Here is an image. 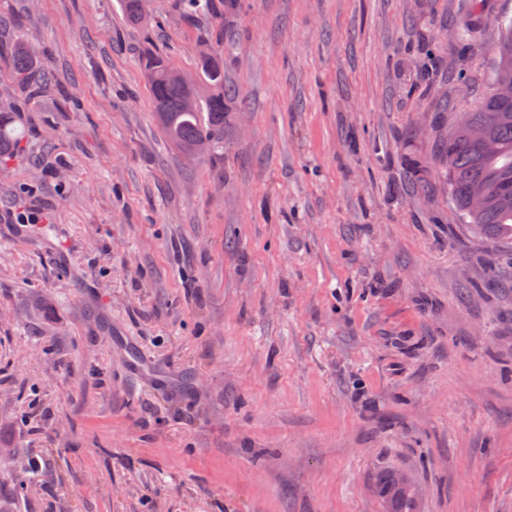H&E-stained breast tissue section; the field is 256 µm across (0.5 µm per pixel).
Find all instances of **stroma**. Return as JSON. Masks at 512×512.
Segmentation results:
<instances>
[{
  "instance_id": "35a3bbf8",
  "label": "stroma",
  "mask_w": 512,
  "mask_h": 512,
  "mask_svg": "<svg viewBox=\"0 0 512 512\" xmlns=\"http://www.w3.org/2000/svg\"><path fill=\"white\" fill-rule=\"evenodd\" d=\"M146 11L0 0L54 79L0 170V501L385 512L395 471L418 512H512V263L438 159L512 0H239L222 28ZM223 49L227 151L190 162L138 59L198 81Z\"/></svg>"
}]
</instances>
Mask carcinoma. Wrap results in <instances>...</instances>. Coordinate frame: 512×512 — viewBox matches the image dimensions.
I'll return each instance as SVG.
<instances>
[{"mask_svg": "<svg viewBox=\"0 0 512 512\" xmlns=\"http://www.w3.org/2000/svg\"><path fill=\"white\" fill-rule=\"evenodd\" d=\"M234 2L186 0L185 6L189 15L206 14L219 25ZM140 4L141 0H120L128 24L144 22ZM0 67L30 100L51 90V76L40 69L32 48L18 37L10 39L7 47L0 44ZM140 69L165 142L186 160L203 152L224 154V111L233 99L231 89L224 88V65L204 60V81L191 85L174 81L172 66L150 52L142 55ZM15 111L14 104L0 108V165L11 158L21 140L10 124ZM476 128L492 147L473 135ZM440 160L448 177V194L466 229L512 256V19L502 23L489 92L475 111L464 113L453 135L441 141ZM378 493L389 512H416L417 496L398 483L395 474L381 478Z\"/></svg>", "mask_w": 512, "mask_h": 512, "instance_id": "1", "label": "carcinoma"}]
</instances>
